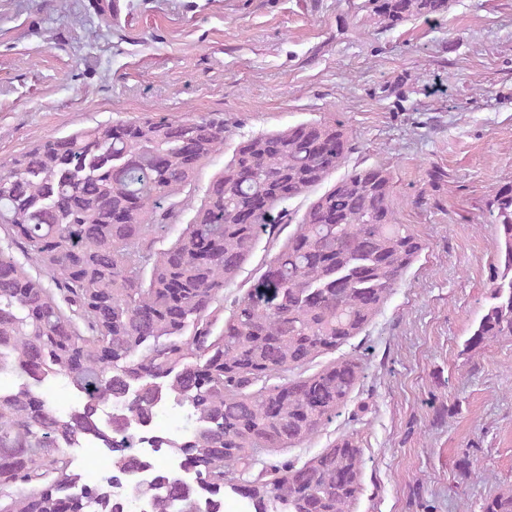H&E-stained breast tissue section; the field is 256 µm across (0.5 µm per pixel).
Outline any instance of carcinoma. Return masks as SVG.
Wrapping results in <instances>:
<instances>
[{"label":"carcinoma","instance_id":"carcinoma-1","mask_svg":"<svg viewBox=\"0 0 512 512\" xmlns=\"http://www.w3.org/2000/svg\"><path fill=\"white\" fill-rule=\"evenodd\" d=\"M386 30L436 20L448 0H363ZM232 132L224 115L115 119L43 141L0 163V512H122L112 480L72 490L69 445L93 435L123 468L134 438L103 416L123 402L137 430L167 399L191 431L157 440L183 456L213 506L252 512H350L362 452L343 439L302 465L253 473L263 450L310 440L362 377L356 355L310 365L359 335L418 258L397 222L380 166L333 177L353 151L335 119L240 141L199 175ZM308 201L302 211L289 207ZM499 248L491 303L463 352L512 336V184L488 205ZM271 251L253 287L224 307L262 238ZM65 381L81 405L59 411L40 388ZM148 512H197L192 486L162 477L139 489ZM483 512H512V493Z\"/></svg>","mask_w":512,"mask_h":512}]
</instances>
